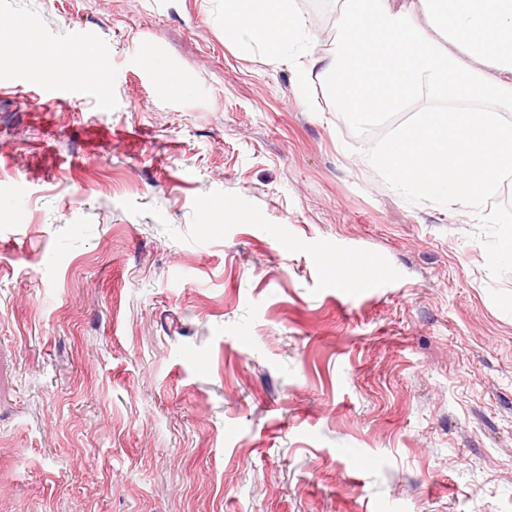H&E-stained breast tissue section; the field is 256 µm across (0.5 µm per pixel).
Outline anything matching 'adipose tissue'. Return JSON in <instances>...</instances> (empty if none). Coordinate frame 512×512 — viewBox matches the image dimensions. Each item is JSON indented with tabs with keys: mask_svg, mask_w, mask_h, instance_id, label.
<instances>
[{
	"mask_svg": "<svg viewBox=\"0 0 512 512\" xmlns=\"http://www.w3.org/2000/svg\"><path fill=\"white\" fill-rule=\"evenodd\" d=\"M326 54H291L309 36L292 0H224V39L255 44L288 62L305 89L320 76L326 97L358 124L402 111L422 87L448 108L418 113L374 163L403 191L480 206L512 184V135L469 99L512 104V0H346Z\"/></svg>",
	"mask_w": 512,
	"mask_h": 512,
	"instance_id": "adipose-tissue-1",
	"label": "adipose tissue"
}]
</instances>
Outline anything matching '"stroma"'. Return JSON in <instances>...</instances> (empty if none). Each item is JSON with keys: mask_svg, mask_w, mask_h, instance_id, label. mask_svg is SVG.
Listing matches in <instances>:
<instances>
[{"mask_svg": "<svg viewBox=\"0 0 512 512\" xmlns=\"http://www.w3.org/2000/svg\"><path fill=\"white\" fill-rule=\"evenodd\" d=\"M343 2L294 0L310 51ZM0 20L97 53L48 82L0 46V512H512V187L455 208L369 161L439 98L354 123L220 0ZM346 256L382 276L337 287Z\"/></svg>", "mask_w": 512, "mask_h": 512, "instance_id": "stroma-1", "label": "stroma"}]
</instances>
